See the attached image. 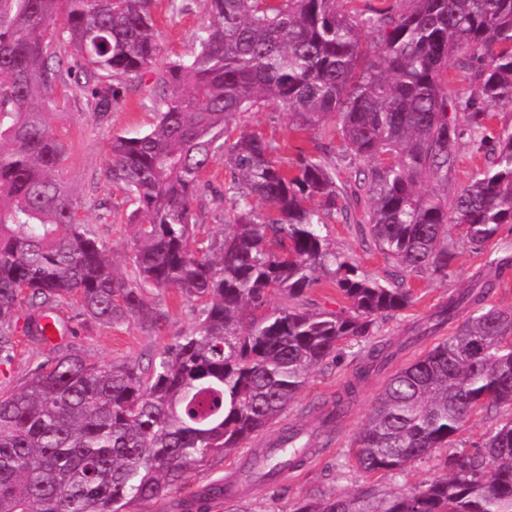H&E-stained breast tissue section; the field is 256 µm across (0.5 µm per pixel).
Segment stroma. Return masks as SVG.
<instances>
[{
    "mask_svg": "<svg viewBox=\"0 0 512 512\" xmlns=\"http://www.w3.org/2000/svg\"><path fill=\"white\" fill-rule=\"evenodd\" d=\"M153 14L159 44L156 66L161 69L167 62L191 51L205 20L206 4L204 0H155ZM162 96V86L152 74L146 75L143 81L127 83L124 104L105 114L93 111L75 86H56L53 94L57 112L52 117V124L56 130L62 131L66 145L62 177L77 201V220L105 246L115 270L127 276L133 273L131 255L134 246L129 219L136 205L122 187L112 184L105 176L109 143L116 133L132 135L149 130L156 119ZM236 123L248 125L281 144L292 145L297 141L287 113L272 104L237 118ZM342 205L346 207L348 216L330 224L328 239L332 248L345 256L358 273L389 278L394 272L393 266L376 251L369 236L361 231L365 201L350 197L343 200ZM450 232L457 241V257L453 264L447 272L438 275L427 272L408 274L405 285L412 290L414 301L408 308L378 320V339L395 342L405 338L409 328L427 320L448 295L469 287L473 274L482 269L488 254L512 248V224L503 225L495 241L482 250L468 243L458 226H451ZM146 297L167 313L163 331L146 330L135 321L120 326L94 322L85 324L74 308L65 306L60 309L59 316L74 326V335L41 344L27 336V312L18 310L10 334L13 358L10 364L0 365V389L22 385L32 369L48 355L73 346L107 363H136L147 367L175 336L193 324L199 305L188 301L174 289L150 288ZM363 357L362 344L341 345L328 367L309 376L290 404L286 421L314 429V417L319 408L332 403L348 383L354 381ZM386 377V372L382 371L360 384L356 398L334 433L328 437H317V451L306 464L272 482L250 486L245 506L251 512H292L299 501L315 492L341 496L361 487L380 492L406 490L441 475L447 454L443 448L416 462L399 477L365 473L347 465L346 456L352 440L365 423ZM277 435V429H269L252 440L250 447L215 456L206 466L188 470L170 497L143 505L142 512H172V500L189 497L207 483L234 473L251 448L266 447Z\"/></svg>",
    "mask_w": 512,
    "mask_h": 512,
    "instance_id": "1",
    "label": "stroma"
}]
</instances>
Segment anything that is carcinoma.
<instances>
[{"mask_svg":"<svg viewBox=\"0 0 512 512\" xmlns=\"http://www.w3.org/2000/svg\"><path fill=\"white\" fill-rule=\"evenodd\" d=\"M205 0L191 52L168 62L153 126L116 135L106 176L137 203L135 276L115 274L106 249L76 222L61 178L66 147L48 115L55 85L74 79L98 112L123 103L122 85L152 72L153 0H0V362L22 298L27 329L65 305L82 320L161 328L167 314L144 289H176L201 304L192 327L142 368L94 360L77 348L39 363L0 392V512H135L165 498L187 470L266 431L311 373L344 342L375 335L377 319L412 302L396 281L359 275L330 247L336 137L360 166L364 230L402 271L442 274L456 257L448 226L483 248L512 224V127L491 126L490 105L512 108V0ZM467 73L468 96L448 78ZM275 103L308 150L259 131L233 138L230 120ZM465 134L491 159L448 194L454 146ZM224 157V186L204 179ZM431 177L445 188L422 192ZM230 204L218 245L197 238L204 193ZM326 278L350 302L311 311L305 291ZM497 278L448 296L415 339L453 332L402 366L354 439L358 469L392 476L454 447L470 416L512 406V309L487 303ZM285 303L267 308L271 297ZM396 355L369 346L351 384L318 416L333 430L356 385ZM286 426L257 448L246 478L270 481L303 466L311 442ZM239 497L215 480L173 504L208 512ZM293 512H512V418L446 456L444 474L414 491L313 494Z\"/></svg>","mask_w":512,"mask_h":512,"instance_id":"cac0c4a2","label":"carcinoma"}]
</instances>
